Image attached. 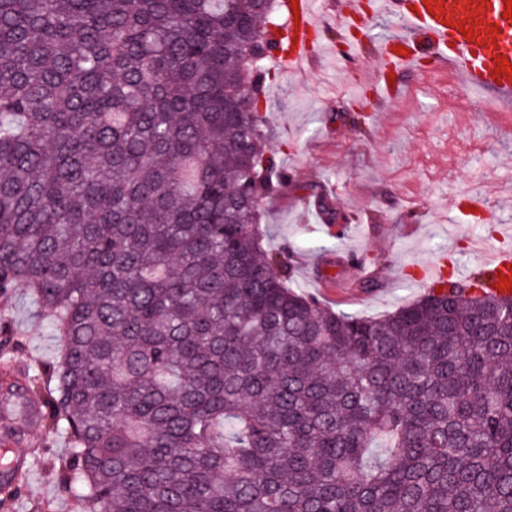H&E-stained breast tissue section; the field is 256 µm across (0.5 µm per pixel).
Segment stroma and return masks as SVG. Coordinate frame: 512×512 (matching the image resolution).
Returning <instances> with one entry per match:
<instances>
[{
  "instance_id": "stroma-1",
  "label": "stroma",
  "mask_w": 512,
  "mask_h": 512,
  "mask_svg": "<svg viewBox=\"0 0 512 512\" xmlns=\"http://www.w3.org/2000/svg\"><path fill=\"white\" fill-rule=\"evenodd\" d=\"M402 34L396 19L375 16L369 37L360 41L364 72L357 86L336 52L337 22L326 19L317 59L304 71L278 72L266 88L273 131L268 149L293 180L265 206L264 245L289 246L295 284L336 311L371 317L392 312L426 292L413 271L436 260H447L452 276L481 272L471 250L473 237L512 250V240L498 237L500 225H512V185L500 180L512 170V129L495 128L477 98H471L470 115L457 118L449 112L443 79L471 97L451 67L442 80L429 84L426 96L416 93L419 75L409 73L397 101L375 102L382 68L375 45ZM443 146L469 158V166L449 169L447 157L435 154ZM464 192L491 198L484 221L474 223L457 212L455 198ZM324 197L338 211L360 216V223L337 234L335 225L323 221L318 203ZM367 269L377 272L381 288H360ZM0 323L10 326L13 343L9 362L0 361V381L22 384L52 365L58 342L29 294L20 290L0 299ZM17 426L24 436L14 452L26 456L29 470L9 512H81L59 487L67 457L64 436L47 434L34 416ZM17 426L0 421V438Z\"/></svg>"
}]
</instances>
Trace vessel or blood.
I'll return each instance as SVG.
<instances>
[{
    "label": "vessel or blood",
    "mask_w": 512,
    "mask_h": 512,
    "mask_svg": "<svg viewBox=\"0 0 512 512\" xmlns=\"http://www.w3.org/2000/svg\"><path fill=\"white\" fill-rule=\"evenodd\" d=\"M333 12L343 22H361L365 12L363 0H333ZM376 10L392 15L408 30L407 36L384 42L379 50L392 59L397 71L408 72L419 64L416 48L425 44L435 63H452L465 83L475 89L492 93L493 104L512 100V75L496 68L498 57L512 59V18H503L504 0H376ZM285 19L282 34L285 42L277 52L284 69L298 72L318 54L322 25L314 0H280ZM472 28V37H465L461 25ZM488 197L475 194L458 196L459 212L469 214L472 221L482 219L489 210ZM486 272L499 280L512 254L481 245L478 249Z\"/></svg>",
    "instance_id": "1"
}]
</instances>
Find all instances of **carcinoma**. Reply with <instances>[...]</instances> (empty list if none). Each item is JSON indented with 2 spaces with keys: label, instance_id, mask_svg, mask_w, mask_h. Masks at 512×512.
<instances>
[{
  "label": "carcinoma",
  "instance_id": "1",
  "mask_svg": "<svg viewBox=\"0 0 512 512\" xmlns=\"http://www.w3.org/2000/svg\"><path fill=\"white\" fill-rule=\"evenodd\" d=\"M276 0H0V296L82 512H512V293L381 317L267 252ZM15 468L0 450V486ZM0 323L11 327L10 361L0 358V385L7 378L26 384V377L52 365L58 342L49 321L42 317L32 297L18 290L8 301L0 299Z\"/></svg>",
  "mask_w": 512,
  "mask_h": 512
}]
</instances>
